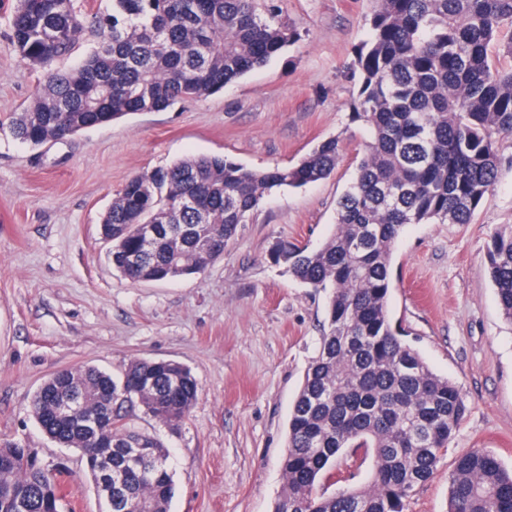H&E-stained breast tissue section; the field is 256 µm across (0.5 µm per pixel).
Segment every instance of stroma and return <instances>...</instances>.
I'll use <instances>...</instances> for the list:
<instances>
[{
  "mask_svg": "<svg viewBox=\"0 0 512 512\" xmlns=\"http://www.w3.org/2000/svg\"><path fill=\"white\" fill-rule=\"evenodd\" d=\"M11 0H0V119L22 111L39 72L8 46ZM374 0H283L298 39L224 91L113 121L41 148L0 133V440L66 468L61 512H98L75 449L49 439L29 402L64 367L119 376L135 359L180 363L200 386L177 429L136 410L132 428L170 453L168 512H272L283 489L288 419L315 356L327 295L296 281L270 252L319 247L353 180L365 133L349 119L345 66L366 40ZM341 137L332 174L274 190L205 271L133 283L108 262L102 214L128 178L190 155H224L267 170L297 164ZM512 225V171L467 224H413L394 246L390 315L439 375L461 384L469 412L452 446L484 448L512 469V325L486 252ZM445 456L408 512H448Z\"/></svg>",
  "mask_w": 512,
  "mask_h": 512,
  "instance_id": "obj_1",
  "label": "stroma"
}]
</instances>
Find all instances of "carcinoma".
Returning <instances> with one entry per match:
<instances>
[{"instance_id":"obj_1","label":"carcinoma","mask_w":512,"mask_h":512,"mask_svg":"<svg viewBox=\"0 0 512 512\" xmlns=\"http://www.w3.org/2000/svg\"><path fill=\"white\" fill-rule=\"evenodd\" d=\"M13 0L9 46L43 79L24 111L0 131L37 148L140 112L209 96L297 39L281 0ZM368 38L348 64L358 77L351 120L369 135L357 173L336 205L334 233L315 250L283 241L271 257L301 284L328 292L326 323L288 424L283 491L273 512H407L433 476L467 412L456 382L406 344L388 309L393 246L411 224H469L504 165L512 135V0H375ZM86 32L94 49L59 63ZM343 140L320 142L292 167L253 170L222 156H187L133 175L100 221L112 266L132 282L203 272L224 254L197 249L196 225L229 243L274 188L329 176ZM139 224L174 228L146 251ZM487 271L512 325V226L496 229ZM199 393L191 371L137 360L122 378L93 366L64 368L37 389L30 411L51 440L93 459L88 474L104 512H167L174 493L169 451L131 430L125 399L169 427ZM79 394L70 418L56 406ZM112 415V436L85 427ZM160 449L133 464L129 447ZM63 473L0 442V512H54ZM448 512H512V472L483 448L457 454Z\"/></svg>"}]
</instances>
